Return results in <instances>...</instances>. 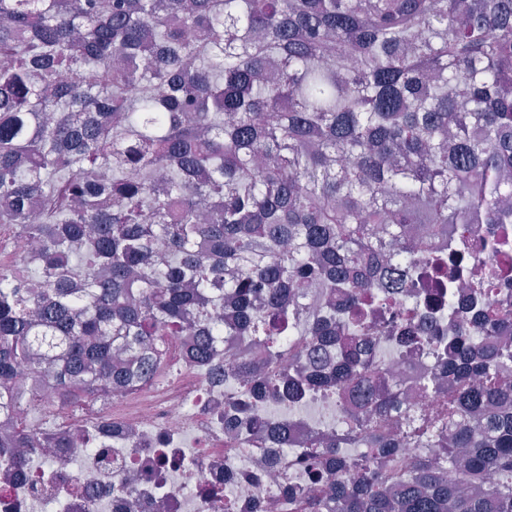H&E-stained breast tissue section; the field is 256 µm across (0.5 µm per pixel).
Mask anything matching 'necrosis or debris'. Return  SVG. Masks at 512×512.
<instances>
[{"label": "necrosis or debris", "mask_w": 512, "mask_h": 512, "mask_svg": "<svg viewBox=\"0 0 512 512\" xmlns=\"http://www.w3.org/2000/svg\"><path fill=\"white\" fill-rule=\"evenodd\" d=\"M187 339L174 337L162 371L147 387L113 391L112 409L89 403L56 411L48 395L40 406L56 419L52 436L25 466L0 463V512H254L275 504L285 484L321 465L312 443L324 440L341 419L322 391L285 412L294 445L275 475H267V432L252 429L243 443H229L210 414L225 392L186 360ZM372 357L391 374H404L415 413H434L436 402L419 397L416 381L435 374L430 349L403 353L398 340L378 335ZM111 424L105 447L62 448L60 437L87 424Z\"/></svg>", "instance_id": "1"}]
</instances>
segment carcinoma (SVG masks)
<instances>
[{"label":"carcinoma","instance_id":"1","mask_svg":"<svg viewBox=\"0 0 512 512\" xmlns=\"http://www.w3.org/2000/svg\"><path fill=\"white\" fill-rule=\"evenodd\" d=\"M468 224L512 225V0H0L2 417L33 409L9 380L35 356L64 410L196 336L195 365L239 385L229 433L313 387L355 397L321 444L334 479L283 487L292 512H512L498 266L452 284L480 301L473 329L440 295L441 373L419 385L445 414L405 418L361 350L393 297L414 332L415 267ZM16 237L37 243L22 263ZM227 341L255 354L232 374ZM36 434L0 462L28 464Z\"/></svg>","mask_w":512,"mask_h":512}]
</instances>
